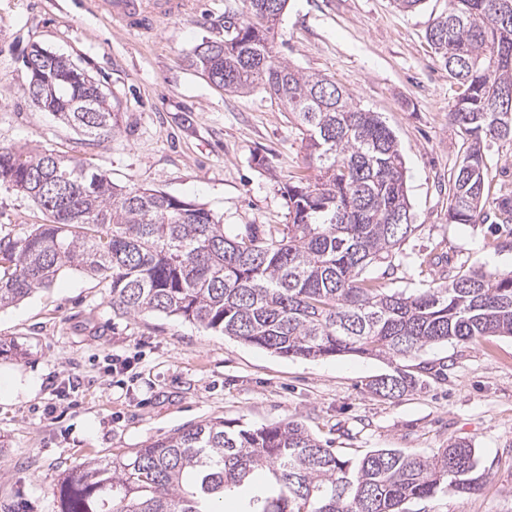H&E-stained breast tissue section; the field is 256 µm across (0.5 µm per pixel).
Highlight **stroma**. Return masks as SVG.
<instances>
[{
    "label": "stroma",
    "instance_id": "1",
    "mask_svg": "<svg viewBox=\"0 0 512 512\" xmlns=\"http://www.w3.org/2000/svg\"><path fill=\"white\" fill-rule=\"evenodd\" d=\"M96 0H0V145L73 155L119 186L152 188L204 205L226 233L289 221L288 183L313 176L302 131L263 90L230 94L191 65L195 49L224 37L241 0H192L151 33L114 22ZM448 0L403 13L393 0H288L276 57L326 75L378 113L405 166L414 232L382 287L437 286L441 267L512 271V226L453 224L448 179L463 138L448 120L457 87L426 39ZM64 55L100 82L120 114L109 143L85 140L24 96L32 45ZM490 204L512 197V142L490 140ZM39 206L0 188V237L44 223ZM127 363L112 369L113 359ZM411 393L368 387L390 361L282 357L171 316L118 318L110 288L80 271L0 309V375L36 380L0 401V512H56L63 472L221 417L247 426L301 421L344 458L378 448L429 456L451 440L472 444L483 486L410 504L409 512H512V337L424 348Z\"/></svg>",
    "mask_w": 512,
    "mask_h": 512
}]
</instances>
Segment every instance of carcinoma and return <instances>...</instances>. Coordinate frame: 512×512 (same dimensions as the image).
Instances as JSON below:
<instances>
[{"label":"carcinoma","instance_id":"carcinoma-1","mask_svg":"<svg viewBox=\"0 0 512 512\" xmlns=\"http://www.w3.org/2000/svg\"><path fill=\"white\" fill-rule=\"evenodd\" d=\"M502 0H448L426 31L459 93L448 117L466 144L449 179L448 221L483 224L489 164L485 140L512 141V14ZM287 0H242L224 14V41L191 66L226 93L257 87L276 98L307 136L312 179L286 187L291 223L230 236L200 204L136 185L51 150L0 146V187L32 200L46 222L0 237V308L50 286L70 269L105 282L112 313L174 316L283 357L408 359L427 346L512 337V273L482 267L407 295L365 276L393 267L414 230L394 133L353 95L319 73L273 55ZM24 95L91 141L120 131L101 84L70 59L32 45ZM419 378L395 367L369 388L414 391ZM270 479L248 485L256 470ZM475 448L454 440L430 457L380 448L343 459L299 421L244 427L222 418L62 475L58 512H408L440 491H480Z\"/></svg>","mask_w":512,"mask_h":512}]
</instances>
